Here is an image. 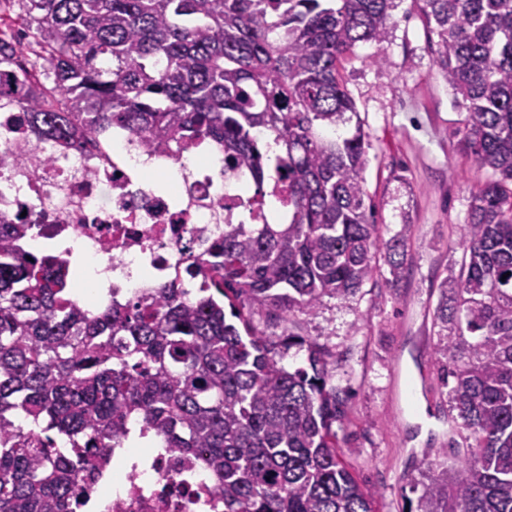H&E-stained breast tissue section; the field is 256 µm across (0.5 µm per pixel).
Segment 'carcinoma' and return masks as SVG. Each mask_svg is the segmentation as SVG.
Instances as JSON below:
<instances>
[{"label": "carcinoma", "mask_w": 512, "mask_h": 512, "mask_svg": "<svg viewBox=\"0 0 512 512\" xmlns=\"http://www.w3.org/2000/svg\"><path fill=\"white\" fill-rule=\"evenodd\" d=\"M438 38L462 150L492 171L473 196L455 287L435 310L453 451L408 512H512V0H413ZM0 15V67L24 74L42 143L117 128L173 157L224 152V191L247 178L244 214L288 204V220L226 224L175 279L91 313L67 261L0 223V512H75L95 474L144 426L199 463L223 512H377L340 451L347 393L319 343L257 330L346 298L405 243H382L366 204L368 135L342 62L384 42L394 0H14ZM296 347L308 367L282 361ZM65 439L67 451L54 447Z\"/></svg>", "instance_id": "obj_1"}]
</instances>
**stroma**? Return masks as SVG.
I'll return each instance as SVG.
<instances>
[{
	"instance_id": "1",
	"label": "stroma",
	"mask_w": 512,
	"mask_h": 512,
	"mask_svg": "<svg viewBox=\"0 0 512 512\" xmlns=\"http://www.w3.org/2000/svg\"><path fill=\"white\" fill-rule=\"evenodd\" d=\"M436 42L412 0H400L387 40L360 45L342 68L369 136L365 188L380 237L407 245L399 286L386 285L384 265L354 295L323 298L314 316L294 314L285 327L253 316L258 330L286 329L333 353V381L348 394L341 450L377 490L379 512H401L422 459L448 445L434 314L446 269L462 258L472 197L489 178L454 134L465 111L452 102Z\"/></svg>"
}]
</instances>
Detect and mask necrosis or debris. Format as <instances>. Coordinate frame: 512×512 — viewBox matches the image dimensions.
<instances>
[{
    "label": "necrosis or debris",
    "mask_w": 512,
    "mask_h": 512,
    "mask_svg": "<svg viewBox=\"0 0 512 512\" xmlns=\"http://www.w3.org/2000/svg\"><path fill=\"white\" fill-rule=\"evenodd\" d=\"M23 75L0 70V222L31 224L21 242L30 254L64 240L66 255L101 264L109 289L134 299L172 276L189 279L196 257L222 238L224 227L241 221L237 198L224 190L220 162L195 164L201 148L158 159L135 138L106 134L98 142L40 145L25 118L17 91ZM51 159L33 163L39 147ZM162 161L161 179L149 182L139 162ZM119 489L105 496L98 512H216L200 466L167 451L146 464L113 459Z\"/></svg>",
    "instance_id": "1"
}]
</instances>
